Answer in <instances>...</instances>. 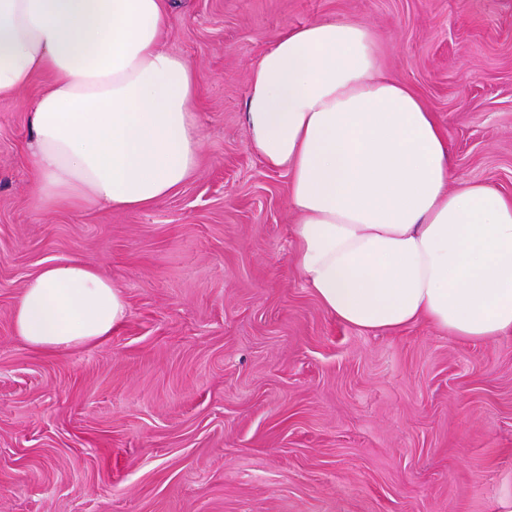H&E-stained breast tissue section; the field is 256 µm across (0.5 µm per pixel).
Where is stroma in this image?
Segmentation results:
<instances>
[{"label":"stroma","instance_id":"1","mask_svg":"<svg viewBox=\"0 0 512 512\" xmlns=\"http://www.w3.org/2000/svg\"><path fill=\"white\" fill-rule=\"evenodd\" d=\"M161 46L201 72L199 165L136 211L41 213L24 152L38 77L0 99V512H496L512 498V334L366 332L299 274L286 172L244 121L288 29L367 25L448 138L456 178L512 195V0H172ZM118 286L107 339L12 331L43 266Z\"/></svg>","mask_w":512,"mask_h":512}]
</instances>
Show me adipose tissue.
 Returning <instances> with one entry per match:
<instances>
[{
	"mask_svg": "<svg viewBox=\"0 0 512 512\" xmlns=\"http://www.w3.org/2000/svg\"><path fill=\"white\" fill-rule=\"evenodd\" d=\"M168 17V0H0V98L48 78L27 112L44 211H139L194 174L201 74L161 48ZM245 123L265 165L289 176L297 265L327 313L367 332L512 333V196L454 180L445 133L379 75L366 25L279 36L251 67ZM126 314L95 268L50 264L26 282L12 330L63 351L106 339Z\"/></svg>",
	"mask_w": 512,
	"mask_h": 512,
	"instance_id": "adipose-tissue-1",
	"label": "adipose tissue"
}]
</instances>
